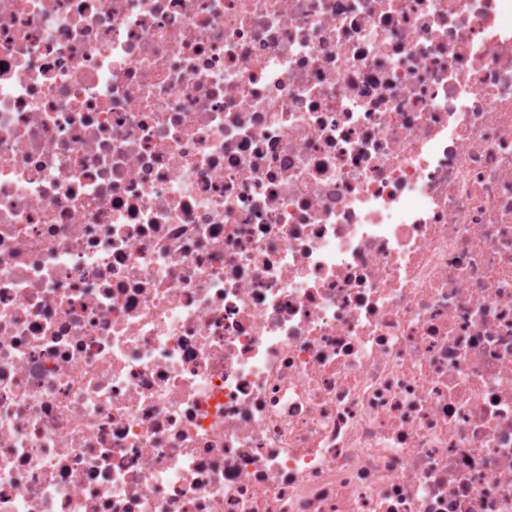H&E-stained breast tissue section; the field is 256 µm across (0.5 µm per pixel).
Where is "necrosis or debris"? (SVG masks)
<instances>
[{
	"mask_svg": "<svg viewBox=\"0 0 512 512\" xmlns=\"http://www.w3.org/2000/svg\"><path fill=\"white\" fill-rule=\"evenodd\" d=\"M0 512H512V0H0Z\"/></svg>",
	"mask_w": 512,
	"mask_h": 512,
	"instance_id": "obj_1",
	"label": "necrosis or debris"
}]
</instances>
